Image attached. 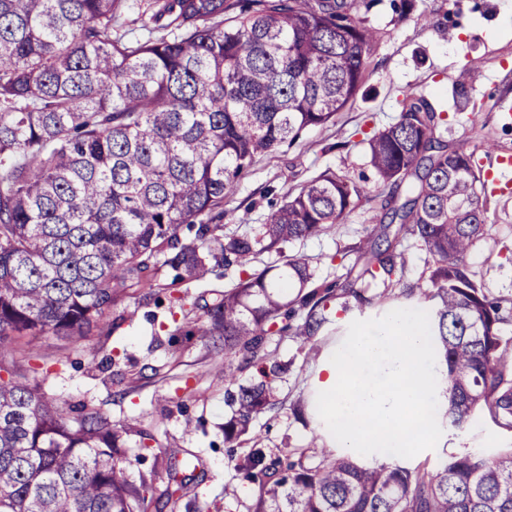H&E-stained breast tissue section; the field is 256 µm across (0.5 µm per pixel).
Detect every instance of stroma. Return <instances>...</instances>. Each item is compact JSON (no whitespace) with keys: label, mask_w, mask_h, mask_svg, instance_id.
Returning a JSON list of instances; mask_svg holds the SVG:
<instances>
[{"label":"stroma","mask_w":512,"mask_h":512,"mask_svg":"<svg viewBox=\"0 0 512 512\" xmlns=\"http://www.w3.org/2000/svg\"><path fill=\"white\" fill-rule=\"evenodd\" d=\"M377 34L356 99L322 126L305 129L297 143L259 156L239 181L224 217V232L265 223L288 192L325 169L374 185L364 141L375 131L395 123L407 89L423 90L448 126L444 145L472 153L478 167L491 156L483 142L493 139L497 151L512 155V0H413V8L395 12L392 0H378L368 14ZM464 77L461 95H454L457 77ZM482 104L473 123H463L459 108ZM275 196H268V188ZM483 236L465 259L472 279L489 298L512 300V171L506 172L497 194L488 196ZM383 230L369 204L360 203L342 223L288 246L291 255L307 259L316 280L346 275L351 262L345 254L361 239ZM406 263L399 284L393 285L384 308L343 310L330 307L333 323L308 349L292 335L275 336L269 348L287 362L288 371L276 379L275 407L254 419L250 427L260 447L274 458H286L296 448H322L317 429L321 419L315 399L314 375L329 347L345 339L349 325L360 319L382 317L409 305L405 291L428 275L430 256L423 244L407 238L398 245ZM168 269L158 274L155 296L137 288L121 305L108 312L101 329L88 340L74 342L52 335L41 337L37 350L63 364L45 382L48 392L67 407L90 405L112 423L138 421L157 444L143 449L139 436L126 441L131 481L155 474L156 491L167 486L170 459L183 460L179 472L188 497L205 512H249L256 487L239 473L242 449L226 444L224 425L233 408L224 394V346L199 336L173 335L167 285ZM120 327H113V319ZM98 348L89 357L88 348ZM435 449L401 466H434L446 457L473 449L493 453L512 443V433L497 427L488 416H478L465 429L444 425Z\"/></svg>","instance_id":"stroma-1"}]
</instances>
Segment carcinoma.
Instances as JSON below:
<instances>
[{"label": "carcinoma", "mask_w": 512, "mask_h": 512, "mask_svg": "<svg viewBox=\"0 0 512 512\" xmlns=\"http://www.w3.org/2000/svg\"><path fill=\"white\" fill-rule=\"evenodd\" d=\"M0 0V343L20 355L44 335L85 339L129 287L153 290L159 266L171 285L240 270L188 321L224 337V387L240 385L224 438L238 440L273 406L285 365L272 336L313 344L332 323L328 305L380 307L358 281L403 275L393 240L352 247L357 279L318 283L289 256L300 283L277 295L248 264L339 224L359 203L384 211L432 256L411 289L431 306L435 350L446 365L447 416L458 429L488 412L512 433V337L501 301L470 277L465 258L486 223L473 154L447 151L440 114L407 93L398 120L366 140L377 187L327 169L273 211L258 231L224 235V200L256 157L292 146L331 121L360 91L377 35L376 0ZM143 34L117 23L134 7ZM188 234H182L183 230ZM0 512H163L185 484L168 468L129 480L125 436L95 408L69 411L35 375L0 362ZM237 469L257 485L252 512H512V445L474 450L433 467L365 463L329 448L293 450L287 463L252 445Z\"/></svg>", "instance_id": "cac0c4a2"}]
</instances>
